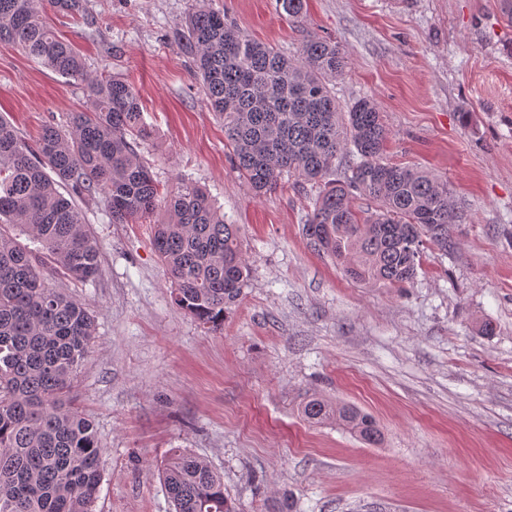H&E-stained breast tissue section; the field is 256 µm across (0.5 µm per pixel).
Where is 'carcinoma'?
Instances as JSON below:
<instances>
[{
    "label": "carcinoma",
    "instance_id": "obj_1",
    "mask_svg": "<svg viewBox=\"0 0 512 512\" xmlns=\"http://www.w3.org/2000/svg\"><path fill=\"white\" fill-rule=\"evenodd\" d=\"M278 2L288 22L303 23L305 0ZM50 11L80 15L85 0H0V42L84 85L89 98L66 130L47 125L34 144L0 115V224L38 244L26 250L0 232V512H93L102 481L94 425L69 398L94 319L82 300L48 285L44 266L84 284L99 280L102 268L83 212L59 187L103 205L114 224L162 208L153 246L174 304L204 327L223 328L247 285L240 226L195 185L160 195L138 152L150 130L136 89L89 71L48 21ZM183 33L240 175L263 194L284 175L322 185L305 233L349 276L398 288L417 277L426 247L448 251L449 227L462 221L448 180L382 160L389 132L376 100L360 98L341 113L330 84L347 61L336 42L308 33L291 58L205 6L192 10ZM345 153L358 158L351 175L328 179ZM358 196L375 207L356 208ZM301 414L368 445L382 440L370 415L317 394ZM162 480L174 512H236L223 478L188 453L170 456Z\"/></svg>",
    "mask_w": 512,
    "mask_h": 512
}]
</instances>
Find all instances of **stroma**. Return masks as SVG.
Returning <instances> with one entry per match:
<instances>
[{
  "label": "stroma",
  "instance_id": "1",
  "mask_svg": "<svg viewBox=\"0 0 512 512\" xmlns=\"http://www.w3.org/2000/svg\"><path fill=\"white\" fill-rule=\"evenodd\" d=\"M252 38L297 55L335 39L340 106L380 105L383 158L447 179L464 216L416 280L347 276L307 239L318 187L255 196L193 74L180 24L195 0H86L51 15L91 71L126 79L151 127L139 152L161 190L204 188L241 227L248 286L211 332L171 301L150 222L83 203L103 274L52 287L95 315L74 381L103 449L95 512H172L159 471L181 448L223 475L237 512H512V23L500 0H208ZM83 86L0 43V112L26 141L66 127ZM497 333L479 332L483 321ZM316 392L371 414L370 446L298 405Z\"/></svg>",
  "mask_w": 512,
  "mask_h": 512
}]
</instances>
